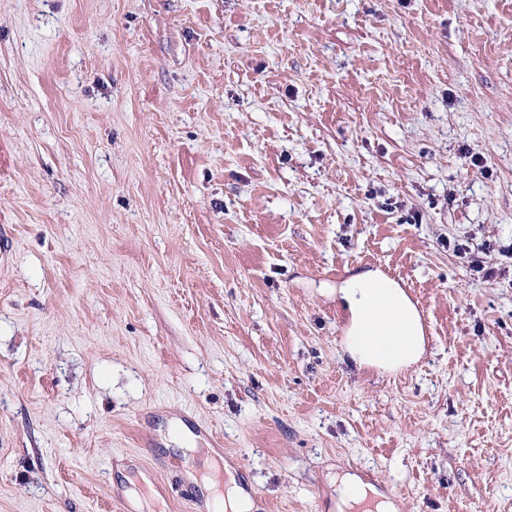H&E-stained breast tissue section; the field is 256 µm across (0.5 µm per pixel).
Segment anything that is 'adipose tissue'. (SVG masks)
<instances>
[{"instance_id":"adipose-tissue-1","label":"adipose tissue","mask_w":512,"mask_h":512,"mask_svg":"<svg viewBox=\"0 0 512 512\" xmlns=\"http://www.w3.org/2000/svg\"><path fill=\"white\" fill-rule=\"evenodd\" d=\"M376 290L396 309L402 322L400 333L383 344L365 333V327L371 318V295ZM336 297L350 314L351 325L346 350L355 363L395 370L411 365L423 356L425 337L419 313L396 282L376 272H361L350 276L337 287ZM336 482L339 501L343 507L367 506L375 508L376 512H393V503L377 500L376 489L363 483L356 475L343 474L337 477Z\"/></svg>"}]
</instances>
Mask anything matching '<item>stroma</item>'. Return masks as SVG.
Wrapping results in <instances>:
<instances>
[{
  "instance_id": "stroma-1",
  "label": "stroma",
  "mask_w": 512,
  "mask_h": 512,
  "mask_svg": "<svg viewBox=\"0 0 512 512\" xmlns=\"http://www.w3.org/2000/svg\"><path fill=\"white\" fill-rule=\"evenodd\" d=\"M173 419L254 512H512V0H0V512H208ZM373 292L387 299L402 322L400 334L390 336L385 344H380L375 336H364L366 324L371 318ZM336 299L350 314L346 350L355 363L395 370L417 362L425 353V336L419 313L396 282L377 272L357 273L336 288ZM338 484L339 502L344 508L354 506H367L375 508L377 512L395 511L394 504L380 494L372 485L363 483L356 475L344 473L336 478ZM385 501H376L374 497Z\"/></svg>"
}]
</instances>
